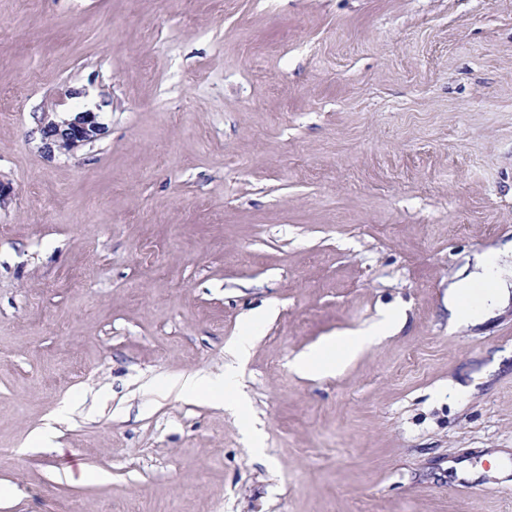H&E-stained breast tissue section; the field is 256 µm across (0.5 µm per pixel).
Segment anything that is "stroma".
Listing matches in <instances>:
<instances>
[{
    "label": "stroma",
    "instance_id": "obj_1",
    "mask_svg": "<svg viewBox=\"0 0 512 512\" xmlns=\"http://www.w3.org/2000/svg\"><path fill=\"white\" fill-rule=\"evenodd\" d=\"M0 184V512H512V0H0ZM72 95H79L71 90L65 91L54 104V108L51 106L52 113L48 110L43 113V117L39 123L38 130L41 135L44 152L51 156L54 153V146L59 145L62 141V147L68 150H72L88 142L93 141L98 136L104 134L105 126L100 123L97 119L95 112H101L96 106L97 101L89 97L87 99V108L84 112H77V115L71 119H64L60 122L61 118H69V115H64L58 119H52L51 114H55L57 117L56 106L63 105L64 97H71ZM57 120V121H56ZM60 140V141H59ZM510 249L512 251V242L511 248L509 243L505 242L498 247L490 248L479 258L477 268L482 270L479 276L482 279L492 280L495 284L494 288L486 294L484 300L487 303L488 310H491L508 297V284L507 280L503 277L504 274L500 262L501 256L506 255ZM467 268L468 265L463 267L457 274V276L464 275V277L448 287L449 320L453 323H468L471 321L470 315L464 307L463 299L467 294L466 289L470 287V284L476 280V278L474 274H466ZM398 319L395 314H387L367 329L328 340L303 357L298 367L303 372L334 374L346 359L357 354L374 340L387 336L397 325ZM172 385L185 395H198L202 392H224L225 404L236 409L243 407L241 399L236 394L235 382L231 373L224 374V379H205L196 375L181 376ZM231 396L232 399L227 401V398Z\"/></svg>",
    "mask_w": 512,
    "mask_h": 512
}]
</instances>
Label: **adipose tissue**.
<instances>
[{"label":"adipose tissue","instance_id":"ef3b65f1","mask_svg":"<svg viewBox=\"0 0 512 512\" xmlns=\"http://www.w3.org/2000/svg\"><path fill=\"white\" fill-rule=\"evenodd\" d=\"M511 250L512 247L505 243L490 248L479 259L480 275L466 274L463 278L449 286L448 312L450 314V322H469L470 316L464 307L463 299L474 278L480 277L494 283L493 288L485 297L488 307H495L501 301L507 299L508 295L512 294V287L508 286L500 265L502 256ZM397 323V315L388 314L367 329L357 331L348 336H340L328 340L303 357L298 367L301 371L316 374L336 373L346 359L357 354L374 340L387 336Z\"/></svg>","mask_w":512,"mask_h":512}]
</instances>
